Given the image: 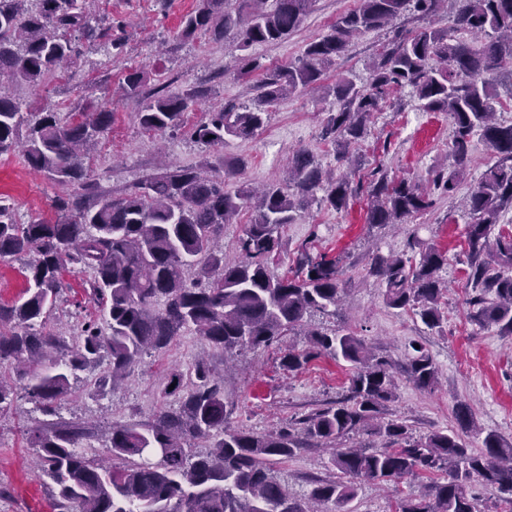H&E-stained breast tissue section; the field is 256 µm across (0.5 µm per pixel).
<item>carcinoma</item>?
I'll return each instance as SVG.
<instances>
[{
  "label": "carcinoma",
  "instance_id": "1",
  "mask_svg": "<svg viewBox=\"0 0 512 512\" xmlns=\"http://www.w3.org/2000/svg\"><path fill=\"white\" fill-rule=\"evenodd\" d=\"M315 0H200L186 14L177 37L232 39L242 77L259 73L258 94L248 103L208 113L193 138L205 147L225 137L246 139L260 129L270 108L286 94L311 89L336 65L363 33L381 29L406 14L429 17L447 0H357L329 31L309 41L296 62L267 67L247 54L255 44H277L296 32ZM446 30L422 26L401 31L377 55L369 83L339 75L328 87L339 109L328 113L322 139L334 159L353 162L352 149L365 139L374 113L396 91L410 87L427 112H446L453 125L451 169L429 171L432 189L389 176L379 169L367 186L327 171L307 152L288 162V178L258 192L246 184L225 188L227 177L243 172L245 162L214 155L206 169L168 165L119 195L101 191L86 166L90 151L112 124L105 107L63 124L50 107L22 111L4 80L39 86L76 53L78 41L108 39L116 53L125 37L112 28L92 25L94 0H0V154L22 148L35 171L74 191L54 200L55 220L15 221L12 208L0 204V259L29 256L22 267L27 287L12 303L0 301V367L16 369L56 357L67 359L68 372H31L25 389L49 420L28 432L40 450L42 472L51 482L57 512H316L311 504L332 502L336 512L352 501L362 481L397 482L429 474L423 495L397 503V512H474L469 484L475 479L499 494L501 512H512V445L494 432L482 448H468L456 434L442 431L415 438L398 420L381 421L395 399L401 372L421 390L438 382V367L421 346L404 364L371 350L344 330L309 331L305 350L290 349L281 366L298 370L321 356L351 364L349 394L318 409L296 432L281 428L264 434L229 425L233 403L224 380L197 361L183 372L174 369L166 393L177 407L163 409L147 422L112 425L106 463L77 450L91 436L79 421H57V401L68 392L69 376L110 358L109 370L95 383L100 394L125 378L150 350L160 351L185 329L225 352L267 348L304 326L308 314L336 313L345 290L340 259L300 249L294 275L277 277L269 268L281 249L280 229L292 224L313 202L336 211L366 191V223L406 224L431 210L436 196L455 193L471 163V143L480 137L496 155L466 197L471 221L468 245V318L512 336V232L497 228L501 213L512 210V123L496 118V76L512 72V0H459ZM485 34L474 49L463 34ZM145 73L125 76L128 93L137 95ZM197 91L154 94L136 113L140 126L154 133L177 130L194 107ZM252 210L239 240L242 260L224 262L218 239L224 225ZM446 251L431 244L409 245L401 254L378 255L368 275L384 286V301L409 311L430 330L442 324L440 272ZM66 272H88L91 296L102 320L86 321L67 347L46 321L68 284ZM163 301V308L154 304ZM14 403V388L0 378V418ZM455 418L474 430L470 404L458 402ZM370 430L383 441L376 450L335 448L331 463L336 480H318L304 501L294 498L268 464L285 460L306 445L335 444L352 432ZM211 441L197 453V440ZM155 454L152 463L143 459ZM142 458L137 462L134 457Z\"/></svg>",
  "mask_w": 512,
  "mask_h": 512
}]
</instances>
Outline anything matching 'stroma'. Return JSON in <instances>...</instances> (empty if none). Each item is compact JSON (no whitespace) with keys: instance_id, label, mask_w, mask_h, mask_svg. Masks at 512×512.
Instances as JSON below:
<instances>
[{"instance_id":"35a3bbf8","label":"stroma","mask_w":512,"mask_h":512,"mask_svg":"<svg viewBox=\"0 0 512 512\" xmlns=\"http://www.w3.org/2000/svg\"><path fill=\"white\" fill-rule=\"evenodd\" d=\"M197 4L198 0H99L95 12L99 26L108 27L116 20L126 24L122 53H113L104 40L85 44L79 57L38 88L12 85L11 92L21 106H54L65 123L90 106L112 109V125L89 162L91 176L104 189L121 192L157 172L164 161L198 165L207 151L191 139V129L204 121L212 108L247 102L255 96L253 81L239 78V54L227 42L178 38L182 17ZM355 4L356 0H316L297 32L278 44L253 46L251 54L267 66L292 63L307 42L325 34L336 18ZM389 37L386 29L360 36L328 72L326 84H333L340 74L367 82L369 67ZM133 69L147 75L139 97L127 96L124 90V78ZM160 89L201 93L197 105L186 113L184 126L162 136L145 133L135 117L146 94ZM396 97L397 104L376 113L370 125L363 144L366 166L382 167L389 175L423 186L431 168L451 164L452 123L446 113L422 110L411 88L398 91ZM337 108L334 96L293 92L272 108L255 136L226 138L223 154L248 160L241 178L227 180V189H235L242 181L258 189L283 180L289 158L299 150L310 153L323 166H335L321 130L328 113ZM495 160L484 142L474 140L472 164L455 194L437 199L433 209L406 224L386 228L366 224L361 195L341 212L309 208L283 228L282 248L270 263L276 276L293 274L299 249L305 244L341 258L346 282L342 304L335 315L312 314L308 329L349 330L377 353L400 364L412 356L413 344L425 346L439 370L437 386L423 391L399 380L396 397L383 417L406 423L417 437L434 431L460 433L472 449L480 448L484 431L496 432L512 444V336L470 322L466 304L470 294L465 278L469 215L464 200ZM60 193V187L28 167L20 153L0 155V197L20 223L54 216L53 201ZM411 242L433 244L448 253V266L442 272L448 290L440 300L443 324L438 333L411 314L388 307L380 285L366 275L375 256L402 252ZM87 279L84 273L66 275L68 287L52 320L55 334L69 345L74 344L84 321L99 314L97 306L86 300ZM307 346V337L298 333L265 350L230 354L187 329L168 348L144 355L127 377L103 396L93 397L92 392L96 379L107 370V362L78 372L71 377V390L59 402L58 412L63 420L79 418L93 425L94 436L82 441L81 447L89 455L105 456L113 423L145 422L172 405L174 399L166 393L170 370H185L203 359L223 378L225 394L234 403L232 426L264 433L299 423L348 390L350 366L343 360L325 356L299 370L281 367L284 349ZM460 400L471 404L478 431L460 432L454 418ZM42 419V413L21 392L14 399L12 412L0 420V512H53L50 481L39 472L36 451L26 440L27 430ZM330 461V449L311 447L300 449L288 460L273 461L271 468L292 495L304 499L312 479L336 478ZM418 490L415 479L397 484L363 482L348 508L350 512H394L398 497Z\"/></svg>"}]
</instances>
